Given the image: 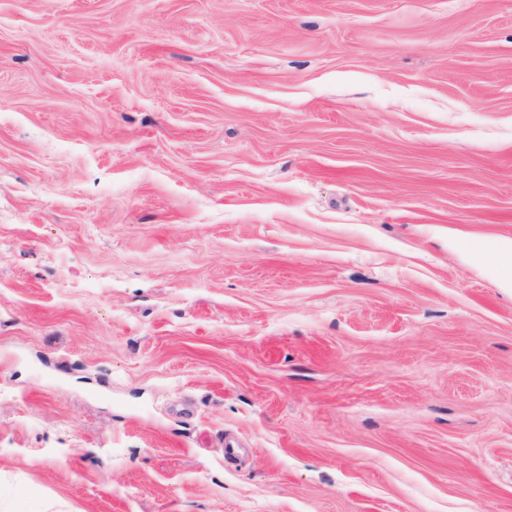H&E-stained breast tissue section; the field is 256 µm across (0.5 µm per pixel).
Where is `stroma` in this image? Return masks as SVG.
<instances>
[{
    "mask_svg": "<svg viewBox=\"0 0 512 512\" xmlns=\"http://www.w3.org/2000/svg\"><path fill=\"white\" fill-rule=\"evenodd\" d=\"M504 240L512 0H0V512H512Z\"/></svg>",
    "mask_w": 512,
    "mask_h": 512,
    "instance_id": "1",
    "label": "stroma"
}]
</instances>
